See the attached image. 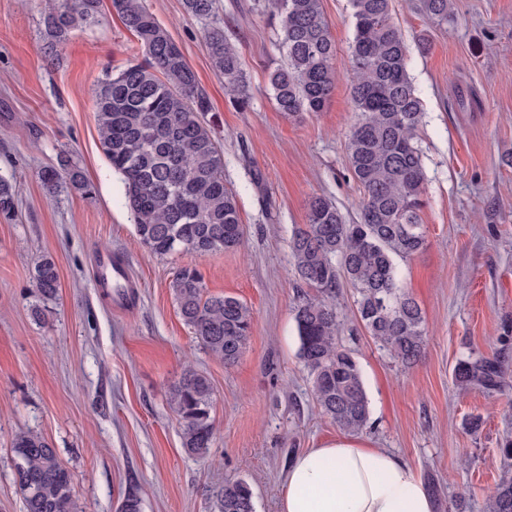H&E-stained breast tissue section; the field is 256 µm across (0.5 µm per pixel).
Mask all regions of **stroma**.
<instances>
[{
  "mask_svg": "<svg viewBox=\"0 0 512 512\" xmlns=\"http://www.w3.org/2000/svg\"><path fill=\"white\" fill-rule=\"evenodd\" d=\"M254 3L219 0L249 80L242 107L212 66L207 21L188 17L183 0H144L209 97L204 119L224 151L244 230L234 250L158 257L136 234L94 100L101 81L141 60L137 39L106 7L52 51L45 0H0V176L19 189L17 219L0 221V512H23L11 452L21 432L56 449L80 512H119L131 490L142 512H219L218 492L238 480L251 484L255 512H278L294 459L341 435L316 407L299 357L289 239L312 196L331 198L347 220L358 216L363 191L345 153L356 121L347 77L354 19L349 0H322L340 77L322 111L289 118L269 95L281 58L276 26ZM451 8L447 24L435 26L419 0H392L424 112L427 245L397 262L424 315L422 359L404 368L374 342L352 288L340 289L336 307L371 403L361 440L436 486V512L461 497L469 512H488L502 473L498 448L512 433V0H452ZM64 160L90 192L46 188L41 171ZM103 249L137 281L132 303L98 287ZM44 257L56 264L59 288L42 302L33 274ZM187 265L200 271L206 295L237 297L253 312L234 365L203 349L180 317L170 283ZM472 353L498 359L499 389L455 385L457 360ZM188 366L213 386L216 433L201 458L184 453L169 404ZM474 416L473 433L466 422Z\"/></svg>",
  "mask_w": 512,
  "mask_h": 512,
  "instance_id": "stroma-1",
  "label": "stroma"
}]
</instances>
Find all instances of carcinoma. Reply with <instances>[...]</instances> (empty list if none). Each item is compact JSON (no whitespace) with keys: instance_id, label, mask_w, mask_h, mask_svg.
Listing matches in <instances>:
<instances>
[{"instance_id":"carcinoma-1","label":"carcinoma","mask_w":512,"mask_h":512,"mask_svg":"<svg viewBox=\"0 0 512 512\" xmlns=\"http://www.w3.org/2000/svg\"><path fill=\"white\" fill-rule=\"evenodd\" d=\"M112 11L136 36L145 60L127 66L97 85L94 97L101 144L122 176L126 205L140 241L157 256L177 251L204 257L242 244L235 192L224 184V154L200 115L210 111L207 94L183 52L144 6L143 0H110ZM100 0H48L45 26L50 46L69 32L97 22ZM354 36L350 93L357 122L346 142L348 166L363 189L360 221L348 224L330 198L307 204V222L297 227L289 247L299 280L313 293L298 296L295 322L299 355L312 380L323 416L348 434L358 435L370 418L362 369L340 344L336 298L341 281L357 293V314L365 331L405 367L425 346L424 316L401 288L396 259L426 246L421 222L427 181L417 143L423 105L408 72L409 48L392 15V0H350ZM191 18L216 14L217 0H183ZM279 17L278 46L285 62L270 75L272 98L287 117L320 112L333 91L336 43L323 16L321 0H267ZM449 0H421L432 23L448 22ZM212 66L225 92L249 101V83L240 52L224 26L206 34ZM50 189L66 182L88 190L82 173L64 162L44 170ZM16 186L0 177V218L15 211ZM35 288L44 298L58 290L50 258L35 265ZM184 322L205 350L234 365L242 356L253 324L252 311L230 295L204 296L197 269L184 267L171 283ZM453 378L461 386L494 390L502 369L494 359L472 355L457 361ZM209 378L189 367L169 392L182 421V448L204 456L215 426ZM16 478L24 512H79L70 472L56 449L33 432L15 436ZM506 471L491 493V512H512V439L499 448ZM221 512H255L246 481L224 484Z\"/></svg>"}]
</instances>
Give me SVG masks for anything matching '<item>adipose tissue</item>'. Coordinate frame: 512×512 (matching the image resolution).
<instances>
[{"label":"adipose tissue","mask_w":512,"mask_h":512,"mask_svg":"<svg viewBox=\"0 0 512 512\" xmlns=\"http://www.w3.org/2000/svg\"><path fill=\"white\" fill-rule=\"evenodd\" d=\"M279 512H434V504L408 461L340 439L295 459Z\"/></svg>","instance_id":"adipose-tissue-1"}]
</instances>
